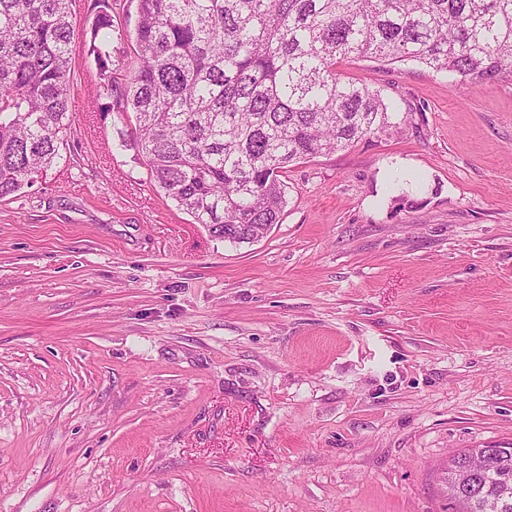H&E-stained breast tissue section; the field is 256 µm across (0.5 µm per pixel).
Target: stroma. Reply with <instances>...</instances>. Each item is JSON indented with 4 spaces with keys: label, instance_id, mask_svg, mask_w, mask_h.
<instances>
[{
    "label": "stroma",
    "instance_id": "obj_1",
    "mask_svg": "<svg viewBox=\"0 0 512 512\" xmlns=\"http://www.w3.org/2000/svg\"><path fill=\"white\" fill-rule=\"evenodd\" d=\"M89 2L76 120L0 200V512H444L451 453L512 445V85L341 62L389 127L234 245L86 83Z\"/></svg>",
    "mask_w": 512,
    "mask_h": 512
}]
</instances>
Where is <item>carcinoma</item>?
Wrapping results in <instances>:
<instances>
[{
	"label": "carcinoma",
	"instance_id": "obj_1",
	"mask_svg": "<svg viewBox=\"0 0 512 512\" xmlns=\"http://www.w3.org/2000/svg\"><path fill=\"white\" fill-rule=\"evenodd\" d=\"M136 61L107 49L121 0H94L89 52L108 112L135 116L134 145L165 196L234 245L264 237L287 205L288 168L388 127L380 93L341 78L352 56L416 61L470 83L512 85V0H137ZM74 0H0V198L52 167L71 124ZM445 467L452 512H512V446L467 479Z\"/></svg>",
	"mask_w": 512,
	"mask_h": 512
}]
</instances>
